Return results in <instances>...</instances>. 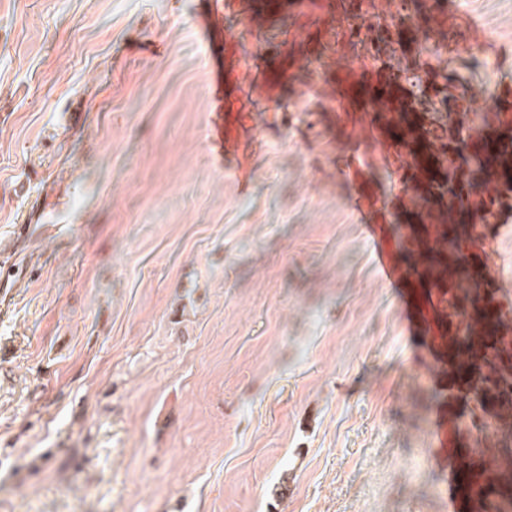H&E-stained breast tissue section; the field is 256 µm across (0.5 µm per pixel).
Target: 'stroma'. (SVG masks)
<instances>
[{
	"instance_id": "35a3bbf8",
	"label": "stroma",
	"mask_w": 512,
	"mask_h": 512,
	"mask_svg": "<svg viewBox=\"0 0 512 512\" xmlns=\"http://www.w3.org/2000/svg\"><path fill=\"white\" fill-rule=\"evenodd\" d=\"M0 0V512H446L463 409L406 330L389 133L346 108L333 0ZM443 59L512 91V0ZM482 49L472 64L456 44ZM224 69V144L206 132ZM512 308V210L488 233ZM367 227L370 229L373 241L376 243V262L383 277L389 282L400 280H405L408 284L411 281L419 282L423 273L422 267L417 266V269H413L412 274H403L397 266L393 253L387 251L383 245L381 226L378 224H367Z\"/></svg>"
}]
</instances>
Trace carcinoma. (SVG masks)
<instances>
[{
	"instance_id": "cac0c4a2",
	"label": "carcinoma",
	"mask_w": 512,
	"mask_h": 512,
	"mask_svg": "<svg viewBox=\"0 0 512 512\" xmlns=\"http://www.w3.org/2000/svg\"><path fill=\"white\" fill-rule=\"evenodd\" d=\"M354 19L350 25L353 44L370 40L371 53L377 59L391 58L395 49L381 34L379 23H372L355 0H340L337 4ZM417 77L419 96L442 107H452L465 99V84L454 69L435 70L420 63ZM452 87L458 95L452 99L442 96V86ZM472 123L486 135L502 137L501 130L512 128V112L500 107L494 115L486 112L472 116ZM393 147L410 155L413 147L432 153L457 155L456 165L444 171L448 208L456 212H479L485 221L495 215L502 199L512 195V173L509 167H492L486 154V140L467 146L448 129V113L437 108L418 118L409 134L396 133ZM411 244H402L409 254L419 253L427 258L422 287L437 290L438 305L432 307L438 320L439 343L447 344L468 360L466 374L457 377L465 387V410L458 416L457 429L461 434L475 435V442H484L496 464L487 467L473 462L469 469L479 474L480 493L471 512L490 508L492 512H512V321L501 316L494 318L495 327L487 330L490 316L482 296V283L467 276L448 279V265L462 257V243L448 238V225L432 224L425 234L411 233Z\"/></svg>"
}]
</instances>
